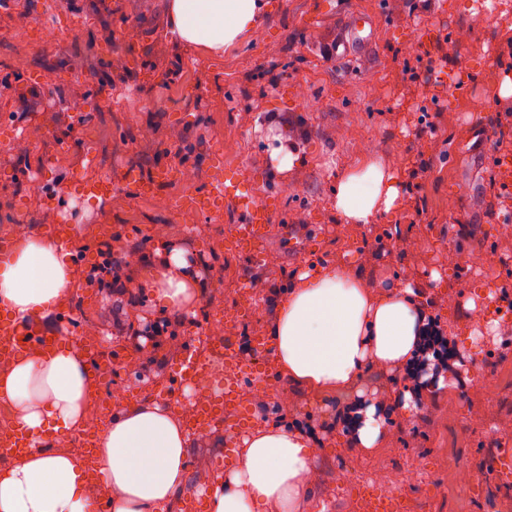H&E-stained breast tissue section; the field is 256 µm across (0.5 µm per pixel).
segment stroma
Here are the masks:
<instances>
[{"mask_svg": "<svg viewBox=\"0 0 512 512\" xmlns=\"http://www.w3.org/2000/svg\"><path fill=\"white\" fill-rule=\"evenodd\" d=\"M263 24L223 55L180 42L169 26L167 0H10L0 9V237L18 229L43 235L67 219L75 246L97 247L101 225L140 243L128 257L137 303L117 310L109 289L87 279L88 263L74 262L67 299L73 319L53 331L79 344L100 338L112 350L111 374L95 384L98 400L135 387L136 401L159 400L158 387L186 346L209 351L207 322L228 320L233 340L262 336L272 320L265 292L251 277L288 287L309 266L346 262L372 291L410 283L436 302L446 333L464 343V361L498 368L496 381L476 387L451 381L423 397L412 415L389 418L375 451L351 448L341 429L324 430L355 394L376 399L403 391L400 371L370 370L355 390L318 393L271 376L242 393L253 424L301 422L321 430L311 463L320 481L313 500L324 512H359L358 497L374 487L401 495L410 512H512V485L490 469L488 449H512V311L491 301L471 308L477 293H498L512 281V187L498 165L512 143V122L498 123L505 102L496 91L512 62L503 42L512 30V0H496L495 15L475 0H272ZM372 19L375 38L364 63L331 56L327 42L349 16ZM57 30L45 39L44 27ZM124 58L127 73L110 62ZM50 91L23 105L33 75ZM263 112H288L308 137L291 169L271 158L276 126ZM434 115L435 133L421 132L418 116ZM67 136L70 150L57 140ZM95 162H87L85 151ZM395 167L406 192L400 208L369 224L336 218V175L365 154ZM171 167L179 175L162 195L116 188L102 200L88 182L128 168ZM232 175L267 208L273 223L261 259L231 251L233 206L179 212L172 203ZM42 189L29 190L32 179ZM186 252L203 295L194 316L179 319L145 284L147 258L157 241ZM387 252L373 258L377 243ZM486 253L480 271L471 254ZM494 313L497 335L473 338L481 313ZM164 324L168 332L142 348L129 335ZM134 366H126L127 357ZM241 432L233 420L196 436L188 452L190 487L233 461ZM481 477L475 490L456 466Z\"/></svg>", "mask_w": 512, "mask_h": 512, "instance_id": "obj_1", "label": "stroma"}]
</instances>
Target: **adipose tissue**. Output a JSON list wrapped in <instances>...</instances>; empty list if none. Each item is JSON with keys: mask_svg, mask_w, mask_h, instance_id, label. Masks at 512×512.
Returning a JSON list of instances; mask_svg holds the SVG:
<instances>
[{"mask_svg": "<svg viewBox=\"0 0 512 512\" xmlns=\"http://www.w3.org/2000/svg\"><path fill=\"white\" fill-rule=\"evenodd\" d=\"M179 41L223 54L254 32L270 0H168ZM403 191L397 173L363 156L336 182L341 222L367 224L394 212ZM149 286L174 317L194 314L201 285L183 250L163 245L151 263ZM70 254L56 241L25 235L0 267V308L19 324L48 319L67 298ZM427 316L412 284L372 292L355 268L304 271L278 296L267 338L278 374L320 391H347L368 368H403L421 359ZM96 400L90 363L79 347L47 355L33 350L0 365V401L14 408V425L33 441L28 453L0 466V512H168L188 484L191 441L181 413L145 400L114 413L97 437L95 476L81 450L55 447L82 432ZM413 396L387 403L345 405L346 443L375 448L389 414H408ZM317 441L296 426H260L210 489V512H298L319 476L310 463Z\"/></svg>", "mask_w": 512, "mask_h": 512, "instance_id": "1", "label": "adipose tissue"}]
</instances>
